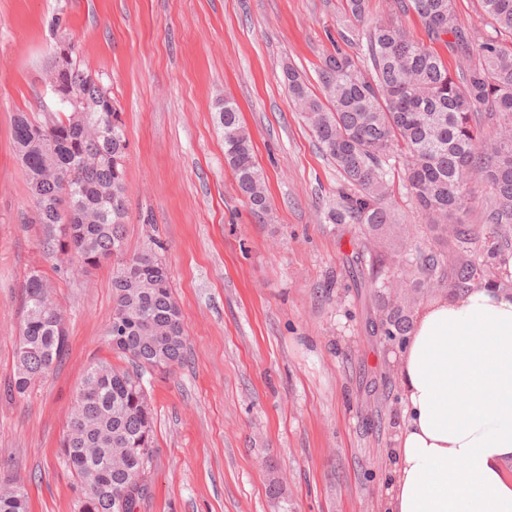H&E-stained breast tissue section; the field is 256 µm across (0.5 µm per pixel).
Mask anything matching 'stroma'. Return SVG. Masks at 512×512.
Here are the masks:
<instances>
[{
	"instance_id": "obj_1",
	"label": "stroma",
	"mask_w": 512,
	"mask_h": 512,
	"mask_svg": "<svg viewBox=\"0 0 512 512\" xmlns=\"http://www.w3.org/2000/svg\"><path fill=\"white\" fill-rule=\"evenodd\" d=\"M342 0H0V388L14 370L23 284L39 271L63 311L69 349L30 394L0 392V480L20 477L30 512H77L59 454L87 367L123 365L105 330L112 265L75 279L37 241L16 113H41L56 45L117 101L129 141V252L172 272L187 360L148 373L155 409L150 493L140 512H387L402 421L401 345L370 324L360 224L324 219L344 182L283 82L294 67L313 93L341 43ZM240 108L272 209L261 223L224 160L219 106ZM388 240L429 220L402 182Z\"/></svg>"
}]
</instances>
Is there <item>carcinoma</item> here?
Listing matches in <instances>:
<instances>
[{
  "instance_id": "obj_1",
  "label": "carcinoma",
  "mask_w": 512,
  "mask_h": 512,
  "mask_svg": "<svg viewBox=\"0 0 512 512\" xmlns=\"http://www.w3.org/2000/svg\"><path fill=\"white\" fill-rule=\"evenodd\" d=\"M482 4L495 31L475 39L458 24L454 0H396L389 20L368 26L367 0H345L341 37L364 41L365 59L339 48L327 55L317 72L320 97L295 70L285 74L288 94L347 184L328 222L372 231L396 223L386 200L398 177L430 219V230L438 231L435 246L393 251L394 291L378 295L384 333H408L424 288L449 296L484 286L512 288V45L499 40L512 38V0ZM410 12L431 40L450 34L455 55L478 63L451 72L403 27L400 16ZM57 80L66 83L71 99L43 108L37 118L24 112L14 118L15 150L36 211L32 223L42 226L39 245L46 255L71 252L75 263L67 277L113 264L112 319L123 318L127 332L116 341L109 326L105 335L112 351L133 366L99 360L89 367L61 455L77 477L78 512H137L150 490L154 454L144 372L182 364L186 330L167 263L153 252L125 251L128 141L117 103L75 58H53L45 81ZM219 120L225 160L251 212L264 221L271 214L264 177L232 100L220 106ZM485 123L499 126V137L483 140ZM473 176L491 187L481 224L466 220ZM23 312L6 388L14 399L47 378L68 351L66 321L45 276L27 277ZM29 508L23 481L0 482V512Z\"/></svg>"
}]
</instances>
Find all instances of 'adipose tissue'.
<instances>
[{"label": "adipose tissue", "instance_id": "1", "mask_svg": "<svg viewBox=\"0 0 512 512\" xmlns=\"http://www.w3.org/2000/svg\"><path fill=\"white\" fill-rule=\"evenodd\" d=\"M390 512H512V292L429 301L400 355Z\"/></svg>", "mask_w": 512, "mask_h": 512}]
</instances>
